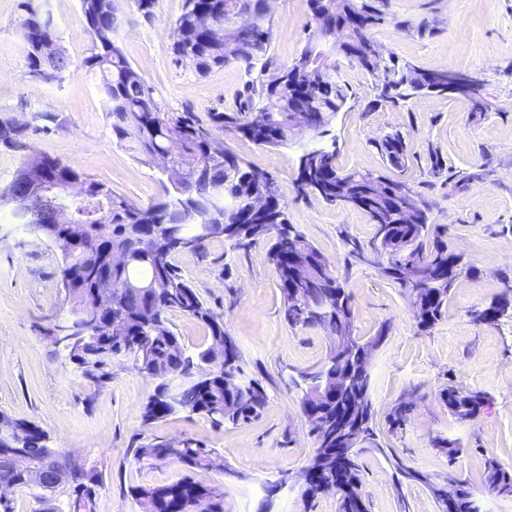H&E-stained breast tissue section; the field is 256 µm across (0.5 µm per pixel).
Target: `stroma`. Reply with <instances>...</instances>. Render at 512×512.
<instances>
[{
	"instance_id": "35a3bbf8",
	"label": "stroma",
	"mask_w": 512,
	"mask_h": 512,
	"mask_svg": "<svg viewBox=\"0 0 512 512\" xmlns=\"http://www.w3.org/2000/svg\"><path fill=\"white\" fill-rule=\"evenodd\" d=\"M35 2L52 14L70 67L58 81L33 78L18 25L20 0H0V117L30 125L26 148L0 146V190L29 155L38 154L70 164L136 203L154 202L160 195L155 170L117 144L99 79L83 65L93 39L79 0ZM115 4L114 39L163 108L189 109L204 119L233 106L247 80L241 64L200 77L174 63L173 24L183 0H158L150 22L134 0ZM269 16L273 74L293 62L313 19L308 0H270ZM372 37L400 61L482 81L477 100L430 95L393 105L378 102L371 77L357 64L340 61L349 99L330 136L316 141L335 148L342 170H378L406 183L426 203L432 233L473 266V274L457 279L433 327L418 328L408 295L355 258L354 249H369L374 237L367 215L299 191V144L263 147L220 128L214 135L245 164L273 176L289 223L324 255L349 293L355 335L367 339L386 330L370 367L379 441L415 469L466 482L485 512H512V499L496 497L482 482L486 458L512 468V322L477 324L469 315L512 286V0H390L389 17ZM40 112L57 114L59 126L43 129ZM396 133L406 144L407 163L400 169L378 149ZM11 210L0 204V225L14 227L0 242V415L34 422L54 448L101 472L90 512H141L131 487L162 486L185 475L173 460L135 459L134 448L156 437H190L223 455L227 472L200 471L195 478L223 491L224 512H256L268 484L297 478L314 441L292 379L323 364L328 340L322 329L285 320L264 243L238 249L214 238L174 262L223 314L247 375L267 392L265 408L239 425H216L192 413L147 423L142 412L155 380L131 363L116 362L111 379L98 387L52 355L42 329L67 310L59 288L61 256L14 225ZM451 385L484 392L488 407L474 419H458L441 399ZM440 437L460 445L456 459L435 447ZM360 492L369 512H437L427 487H395L379 455L365 456Z\"/></svg>"
}]
</instances>
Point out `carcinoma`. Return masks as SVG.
I'll use <instances>...</instances> for the list:
<instances>
[{"instance_id":"1","label":"carcinoma","mask_w":512,"mask_h":512,"mask_svg":"<svg viewBox=\"0 0 512 512\" xmlns=\"http://www.w3.org/2000/svg\"><path fill=\"white\" fill-rule=\"evenodd\" d=\"M79 2L86 29L94 36L92 53L84 66L100 74L99 89L108 104L112 136L159 174L162 195L151 204L139 205L107 184L83 176L71 165L37 154L28 157L10 185L0 192V201L11 203L18 192L31 191V210L16 215L18 223L32 230L43 228L46 238L60 244L68 257L60 267L61 277L68 279L66 298L70 311H79L84 318L72 332V339L53 354L68 358L84 378L96 384L111 379L109 369L114 359L131 361L141 374L158 382L156 393L143 408L147 421L188 412L204 415L217 425L248 422L259 416L267 394L258 381L247 377L239 347H234L235 364L227 370L225 359L213 360L208 347L188 353L171 328L168 315L181 313L204 323L212 344L230 337L224 317L206 305L173 263L176 255L185 252L177 245L178 240L194 239L200 224L207 226L206 238H224L236 248L268 240L269 260L277 272L287 322L319 327L323 317L304 308L294 296L288 257L295 253L302 235L288 223L284 206L278 201L263 209L252 206L260 193L276 198L272 176L246 166L224 149V144L214 139L212 127L234 130L265 147L285 146L292 137L288 109L299 107L314 136L329 135L332 121L348 98V86L336 73L324 75L320 71L331 38L336 55L358 64L374 80L382 101L395 104L428 91L429 86L421 81L424 70L409 63L401 65L391 54L373 55L372 31L387 20L389 0H343L346 12L335 16L331 25L322 17L326 9L323 0H308L314 24L309 26L305 44L293 63L275 80L265 81L259 76L249 81L247 99L234 109L210 113V123L206 124L190 110L169 112L157 103L154 89L112 37L117 22L114 0ZM19 8L27 67L41 74L45 82L60 79L70 62L57 46L52 14L35 6L33 0H21ZM232 9L251 13L255 21L227 26ZM270 49L271 22L263 0H184L182 14L174 23V62L198 76L230 62L243 65L250 73L268 60ZM26 136L27 128L11 126L8 119L0 118L1 144L24 148ZM379 149L388 164L405 166V142L400 135L386 137ZM307 157L312 175L307 182L297 180L298 188L329 205L351 206L349 200L364 197L363 183L375 179V195L358 209L375 226L373 244L388 255L380 272L405 290L409 273L421 268L424 300L414 315L424 330L435 325L448 308V295L457 277L474 268L459 257L448 265L452 253L443 240L430 237L428 219L418 224L399 219L405 183L379 172H341L333 150ZM72 180L82 182L85 197L68 204L69 223L55 224L52 205L39 199L37 191L42 184L52 183L64 200ZM306 247L307 260L317 264L318 291L338 297V307L329 313V326L348 341L339 355L327 356L321 367L302 372L294 380L302 391L303 413L312 407L321 419L350 407L362 394L371 399V363L365 358L380 349L386 335L383 329L367 340L354 334L349 294L319 250L309 242ZM104 276L119 284L107 308L98 306L94 295L98 280ZM441 397L457 417H477L487 401L479 391L453 385ZM373 421L372 414L361 420V440L353 449L352 467L326 468L319 446L306 466L318 472L319 482L336 486L339 512H367L360 494L367 454L383 456L398 485L432 487L428 475L409 467L393 449L378 442ZM18 426L20 432L0 441V448L24 449L28 466L36 468L50 452L49 437L30 421H20ZM134 455L141 460L163 455L191 472L225 469L220 453L189 437L153 439L139 444ZM58 463L68 478L51 494L34 495L39 505L36 512H60L58 496L81 500L83 492L100 482L98 472L67 455ZM483 479L489 491L512 498V469L488 459ZM0 484L31 488L23 471L2 466ZM131 495L142 512H224V493L191 476L164 486H137Z\"/></svg>"}]
</instances>
